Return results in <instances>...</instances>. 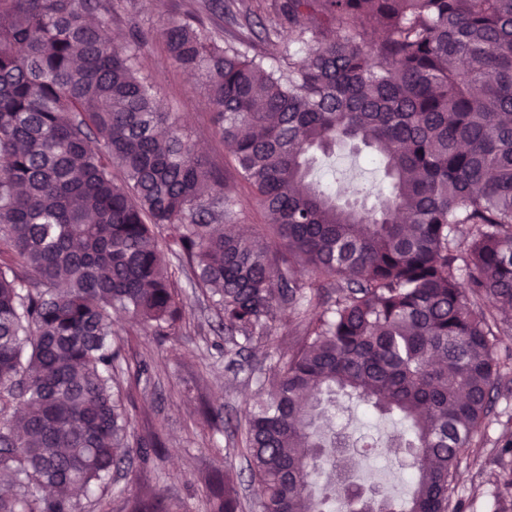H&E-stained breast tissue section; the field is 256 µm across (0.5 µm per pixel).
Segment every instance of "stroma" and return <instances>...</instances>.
I'll list each match as a JSON object with an SVG mask.
<instances>
[{
	"label": "stroma",
	"mask_w": 512,
	"mask_h": 512,
	"mask_svg": "<svg viewBox=\"0 0 512 512\" xmlns=\"http://www.w3.org/2000/svg\"><path fill=\"white\" fill-rule=\"evenodd\" d=\"M111 33L121 42L139 37L138 62L152 83L165 111L179 117L196 138L203 156L231 169L233 159L213 122L205 79L185 72L167 56L160 35L163 23L197 11L206 27L225 44L237 45L246 55H264L276 69L298 63L301 52L296 32L282 27L279 43L269 46L260 36L238 42L235 28L212 18L205 0H115ZM314 174L321 183L346 197L350 187L361 191L360 201L373 204L388 180L374 153L339 143L330 154H317ZM236 224L247 234L271 241L275 235L255 193L238 188ZM183 306L179 330L156 336L117 316L114 330L127 340L125 363L139 385L130 408L131 433L143 441L130 450L126 465L112 475L111 483L78 498V512H134L138 502L156 505L157 512H210L207 480L229 472L243 504V512H260V491L249 478L242 453L241 429L246 411L258 390L261 371L287 358L297 336L289 322L268 338L225 354V336L201 290L190 275L180 277ZM332 427L347 435L354 463L352 482L380 495L405 498L408 470L395 453H364L361 442L383 444L401 431L399 422L381 416L368 406L339 394L332 409ZM512 434V364L503 371L492 408L461 456L451 501L461 512H493L495 498L504 495L494 458Z\"/></svg>",
	"instance_id": "stroma-1"
}]
</instances>
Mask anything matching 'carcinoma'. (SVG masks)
<instances>
[{
  "mask_svg": "<svg viewBox=\"0 0 512 512\" xmlns=\"http://www.w3.org/2000/svg\"><path fill=\"white\" fill-rule=\"evenodd\" d=\"M208 8L238 39L252 33L237 0ZM112 11L0 0V512H76L71 487L126 463L132 387L114 378L112 312L176 329L164 250L212 291L229 345L270 336L284 313L302 327L247 416L262 512L349 499L345 443L318 427L338 391L410 431L411 494L361 512H449L498 386L493 340L512 327L474 309L493 299L512 314V0H281L306 45L286 71L196 15L166 22L169 58L205 76L235 172L283 249L221 231L234 186L158 108L135 51L105 39ZM338 142L383 165L388 191L370 209L313 178V155ZM327 462L337 480L316 494ZM209 490L213 512H241L229 474Z\"/></svg>",
  "mask_w": 512,
  "mask_h": 512,
  "instance_id": "cac0c4a2",
  "label": "carcinoma"
}]
</instances>
